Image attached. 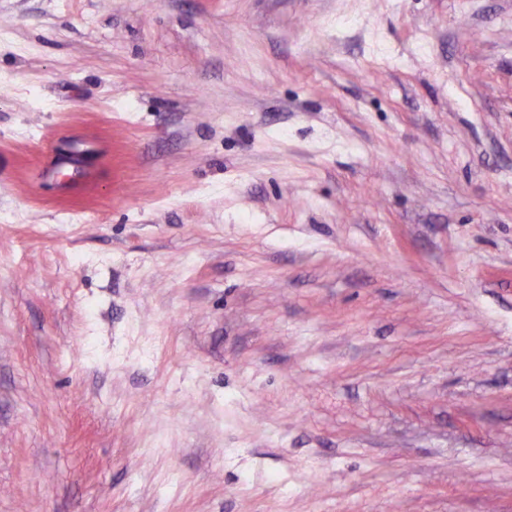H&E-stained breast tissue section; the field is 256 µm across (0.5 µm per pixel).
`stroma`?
I'll return each instance as SVG.
<instances>
[{
	"instance_id": "1",
	"label": "stroma",
	"mask_w": 512,
	"mask_h": 512,
	"mask_svg": "<svg viewBox=\"0 0 512 512\" xmlns=\"http://www.w3.org/2000/svg\"><path fill=\"white\" fill-rule=\"evenodd\" d=\"M0 512H512V0H0Z\"/></svg>"
}]
</instances>
